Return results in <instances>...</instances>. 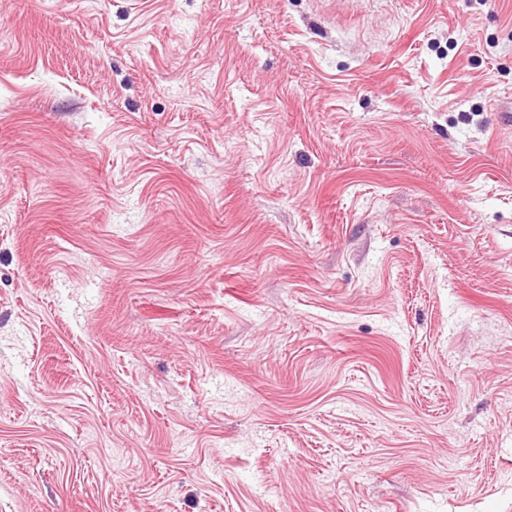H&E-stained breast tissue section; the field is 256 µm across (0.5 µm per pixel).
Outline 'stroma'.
<instances>
[{
    "instance_id": "obj_1",
    "label": "stroma",
    "mask_w": 512,
    "mask_h": 512,
    "mask_svg": "<svg viewBox=\"0 0 512 512\" xmlns=\"http://www.w3.org/2000/svg\"><path fill=\"white\" fill-rule=\"evenodd\" d=\"M512 0H0V512H512Z\"/></svg>"
}]
</instances>
